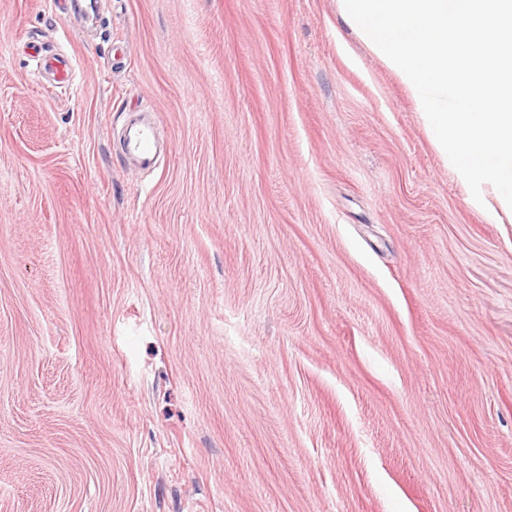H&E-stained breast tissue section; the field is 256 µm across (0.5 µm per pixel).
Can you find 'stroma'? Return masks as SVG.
<instances>
[{
	"label": "stroma",
	"instance_id": "stroma-1",
	"mask_svg": "<svg viewBox=\"0 0 512 512\" xmlns=\"http://www.w3.org/2000/svg\"><path fill=\"white\" fill-rule=\"evenodd\" d=\"M468 197L338 0H0V512H512ZM41 67L52 71L54 84H70L73 80L74 71L71 64L65 59H50L41 57ZM125 146L140 166L152 168L156 164L154 131L150 124L133 123L127 135Z\"/></svg>",
	"mask_w": 512,
	"mask_h": 512
}]
</instances>
